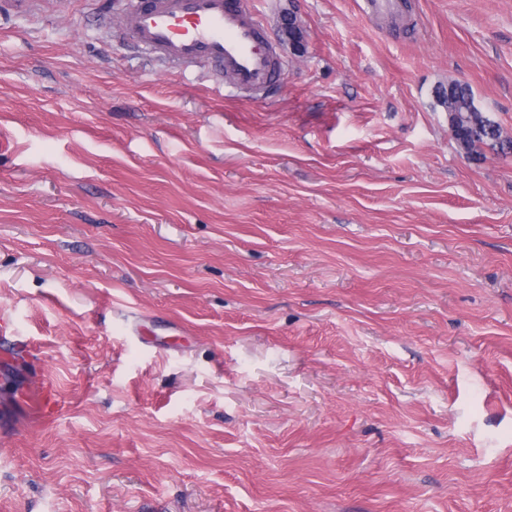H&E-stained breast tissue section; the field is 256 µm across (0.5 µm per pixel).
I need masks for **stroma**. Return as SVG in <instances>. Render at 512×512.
I'll list each match as a JSON object with an SVG mask.
<instances>
[{"label":"stroma","instance_id":"35a3bbf8","mask_svg":"<svg viewBox=\"0 0 512 512\" xmlns=\"http://www.w3.org/2000/svg\"><path fill=\"white\" fill-rule=\"evenodd\" d=\"M248 2L261 96L0 16V512H512V153L440 96L512 133V0ZM444 96L448 120L458 129L457 144L462 150L473 154L490 146L505 155L512 153V136L504 134L501 126L482 112L469 85L449 81Z\"/></svg>","mask_w":512,"mask_h":512}]
</instances>
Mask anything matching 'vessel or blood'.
Instances as JSON below:
<instances>
[{
	"label": "vessel or blood",
	"mask_w": 512,
	"mask_h": 512,
	"mask_svg": "<svg viewBox=\"0 0 512 512\" xmlns=\"http://www.w3.org/2000/svg\"><path fill=\"white\" fill-rule=\"evenodd\" d=\"M123 40L179 66H207L242 90L276 83L280 59L247 0H124Z\"/></svg>",
	"instance_id": "b4317fda"
}]
</instances>
